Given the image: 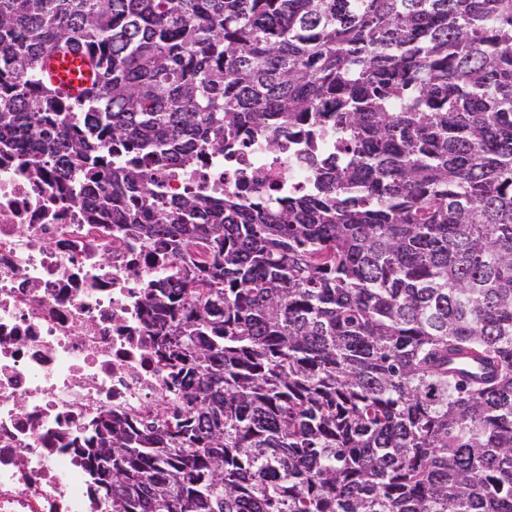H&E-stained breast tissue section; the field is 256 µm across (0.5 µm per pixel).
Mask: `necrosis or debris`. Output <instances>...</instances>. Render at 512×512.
Here are the masks:
<instances>
[{
	"label": "necrosis or debris",
	"mask_w": 512,
	"mask_h": 512,
	"mask_svg": "<svg viewBox=\"0 0 512 512\" xmlns=\"http://www.w3.org/2000/svg\"><path fill=\"white\" fill-rule=\"evenodd\" d=\"M138 166L168 200L284 201L311 181L296 144L272 151L258 137L228 155L199 148L183 167ZM198 259L92 214L27 153L0 154V512H112L75 443L106 411L134 426L170 414L177 393L151 351L145 285Z\"/></svg>",
	"instance_id": "4bbe7bcc"
}]
</instances>
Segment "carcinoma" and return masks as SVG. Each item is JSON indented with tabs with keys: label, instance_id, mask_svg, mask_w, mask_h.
<instances>
[{
	"label": "carcinoma",
	"instance_id": "1",
	"mask_svg": "<svg viewBox=\"0 0 512 512\" xmlns=\"http://www.w3.org/2000/svg\"><path fill=\"white\" fill-rule=\"evenodd\" d=\"M325 127L348 154L282 206L155 200L96 152ZM0 150L208 252L148 285L170 420L85 433L117 512H512V0H0ZM47 71L60 93L72 99L91 87L94 76L89 56L75 50L55 54L48 63Z\"/></svg>",
	"mask_w": 512,
	"mask_h": 512
}]
</instances>
